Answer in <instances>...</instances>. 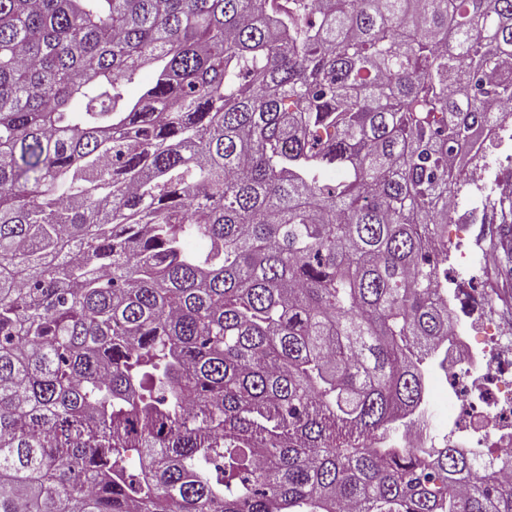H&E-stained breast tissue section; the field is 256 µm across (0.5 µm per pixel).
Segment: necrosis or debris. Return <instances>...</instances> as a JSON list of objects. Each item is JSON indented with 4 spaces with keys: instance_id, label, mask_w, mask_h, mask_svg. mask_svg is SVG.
Wrapping results in <instances>:
<instances>
[{
    "instance_id": "4bbe7bcc",
    "label": "necrosis or debris",
    "mask_w": 512,
    "mask_h": 512,
    "mask_svg": "<svg viewBox=\"0 0 512 512\" xmlns=\"http://www.w3.org/2000/svg\"><path fill=\"white\" fill-rule=\"evenodd\" d=\"M448 309L460 320L449 342L448 436L463 451L500 475L512 474V322H503L489 293L448 287ZM482 317L486 330L474 340L465 320Z\"/></svg>"
}]
</instances>
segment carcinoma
<instances>
[{"label": "carcinoma", "instance_id": "carcinoma-1", "mask_svg": "<svg viewBox=\"0 0 512 512\" xmlns=\"http://www.w3.org/2000/svg\"><path fill=\"white\" fill-rule=\"evenodd\" d=\"M486 100L512 0H0V512H512L396 445Z\"/></svg>", "mask_w": 512, "mask_h": 512}]
</instances>
